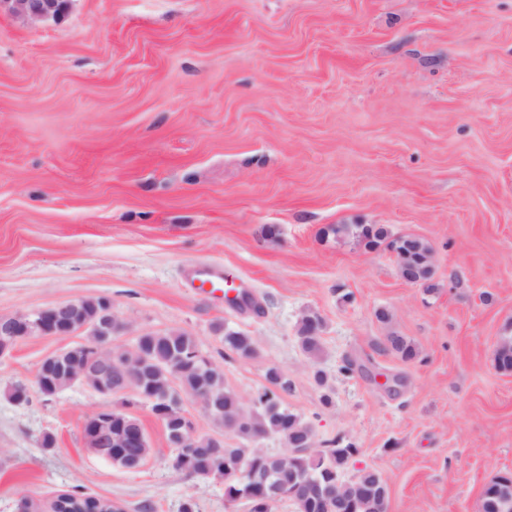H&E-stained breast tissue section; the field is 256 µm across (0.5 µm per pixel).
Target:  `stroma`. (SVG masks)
Wrapping results in <instances>:
<instances>
[{
	"mask_svg": "<svg viewBox=\"0 0 512 512\" xmlns=\"http://www.w3.org/2000/svg\"><path fill=\"white\" fill-rule=\"evenodd\" d=\"M416 236L435 289L405 282L358 225ZM220 264L255 308L189 288ZM110 300L130 345L181 329L244 403L269 367L345 478L377 470L388 512H480L512 473V0H72L60 22L0 12V317ZM385 309L389 322L378 321ZM324 319L311 363L304 310ZM254 336L224 353L212 326ZM417 356L389 351L390 333ZM64 340L0 358V512L74 486L122 512H247L172 465L162 424L128 472L87 448L82 385L18 405ZM362 375L336 372L343 359ZM327 375V386L314 369ZM330 403H323V394ZM53 434L54 447L43 445Z\"/></svg>",
	"mask_w": 512,
	"mask_h": 512,
	"instance_id": "35a3bbf8",
	"label": "stroma"
}]
</instances>
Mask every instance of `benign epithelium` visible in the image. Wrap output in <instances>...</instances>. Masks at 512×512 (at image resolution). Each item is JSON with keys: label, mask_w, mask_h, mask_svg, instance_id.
<instances>
[{"label": "benign epithelium", "mask_w": 512, "mask_h": 512, "mask_svg": "<svg viewBox=\"0 0 512 512\" xmlns=\"http://www.w3.org/2000/svg\"><path fill=\"white\" fill-rule=\"evenodd\" d=\"M71 0H0V9L30 22L58 20L67 12ZM116 313L112 303L104 301L101 309L88 313L82 301L50 306L12 318H0V358L10 353L17 343L31 336L66 337L82 331L97 337V342L84 351V363L72 367L68 361L71 348L65 347L52 354L48 364L38 367L35 386L21 385L19 404L33 395L54 397L61 391L81 384L104 398L113 396H140V390L128 383V369L123 367L112 351V323ZM178 423L170 426V444L174 448H189L198 431L193 419L180 412ZM83 438L88 448L97 452L112 447V406L106 405L91 415L83 424Z\"/></svg>", "instance_id": "benign-epithelium-1"}]
</instances>
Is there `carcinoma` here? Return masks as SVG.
Listing matches in <instances>:
<instances>
[{
    "label": "carcinoma",
    "mask_w": 512,
    "mask_h": 512,
    "mask_svg": "<svg viewBox=\"0 0 512 512\" xmlns=\"http://www.w3.org/2000/svg\"><path fill=\"white\" fill-rule=\"evenodd\" d=\"M399 247L419 257L432 251L421 238L401 237L388 243V248ZM324 323L319 313L309 310L298 323L297 341L301 350L315 359L322 350ZM214 331L220 335L224 348L242 357L257 355L256 341L247 333L232 330L219 323ZM388 348L402 359L415 358L412 344L398 335L388 336ZM200 352L197 337L186 331L165 330L146 332L134 338L132 344L118 348L119 359L130 371L131 383L145 394L144 402L149 411L178 408V392L192 394L201 400L218 398L224 405V414L216 416L213 423L235 435V446H214V441L194 439L195 450L189 455L178 449L173 466L194 478L201 472V479L216 481L224 486V499L235 504L245 502L248 512H273L275 504L289 501L295 512H327L331 502L324 496L328 489L341 488V495L351 501L350 512H384L388 506L389 491L380 474L372 469L358 471L345 485H336L342 478L355 449L348 447L321 448L312 430L296 414L284 406L280 392L288 390L285 372L271 366L267 369L263 386L255 395L253 404L245 405L236 393L226 387L224 369L208 365ZM196 360L195 368L182 374L180 391L168 386V375L175 363L182 358ZM308 436L311 445H301L302 436ZM275 436L287 446V451L274 454L260 446V441ZM151 452L149 440L140 448H112V463L124 466L128 460L130 471H136L146 462ZM249 469L258 475L268 476L266 481L250 482L238 476ZM112 501L85 495L76 486L58 496L53 502L54 512H109Z\"/></svg>",
    "instance_id": "obj_1"
}]
</instances>
